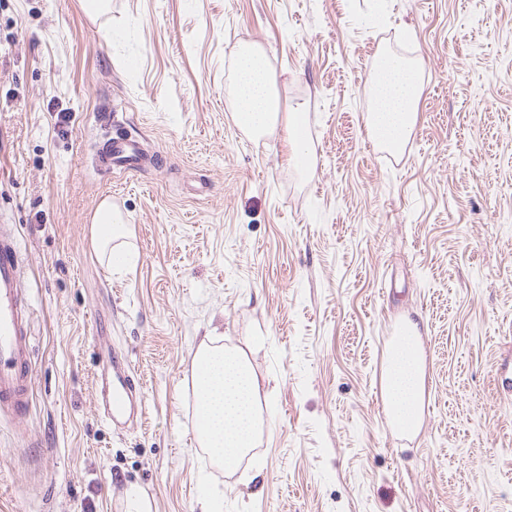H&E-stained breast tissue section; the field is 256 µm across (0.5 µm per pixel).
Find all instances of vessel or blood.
<instances>
[{"label":"vessel or blood","instance_id":"vessel-or-blood-1","mask_svg":"<svg viewBox=\"0 0 512 512\" xmlns=\"http://www.w3.org/2000/svg\"><path fill=\"white\" fill-rule=\"evenodd\" d=\"M145 155L132 137L111 138L98 155L104 169L137 171ZM21 264L11 225H0V414L15 416L26 412L30 397V347L28 339L29 304L21 288ZM112 375L116 387L102 385L104 408L112 420L119 422L134 414L140 384L125 371V357L112 355Z\"/></svg>","mask_w":512,"mask_h":512}]
</instances>
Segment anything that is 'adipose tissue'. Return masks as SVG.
Returning a JSON list of instances; mask_svg holds the SVG:
<instances>
[{"instance_id":"1","label":"adipose tissue","mask_w":512,"mask_h":512,"mask_svg":"<svg viewBox=\"0 0 512 512\" xmlns=\"http://www.w3.org/2000/svg\"><path fill=\"white\" fill-rule=\"evenodd\" d=\"M232 89L237 124L255 135L270 133L278 123L280 103L275 82L253 46L235 54ZM420 89L417 68L402 56L385 51L378 57L369 85L372 108L369 136L392 154L401 153L416 121ZM93 243L108 270L134 264L130 230L111 202L102 201L92 217ZM196 431L211 459L234 470L256 445L263 427L261 386L246 354L201 341L195 355ZM426 363L417 322L402 320L388 342L382 367V394L394 430L417 434L422 425Z\"/></svg>"}]
</instances>
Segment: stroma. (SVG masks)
<instances>
[{
	"label": "stroma",
	"mask_w": 512,
	"mask_h": 512,
	"mask_svg": "<svg viewBox=\"0 0 512 512\" xmlns=\"http://www.w3.org/2000/svg\"><path fill=\"white\" fill-rule=\"evenodd\" d=\"M265 54L283 132L228 100L234 53ZM418 61L402 155L370 140L383 49ZM159 165L105 173L100 113ZM111 198L138 260L109 275L92 217ZM0 224L31 305V404L0 416V512H512V0H0ZM418 321L419 433L391 431L381 369ZM242 348L268 394L233 474L194 442L193 357ZM141 422L100 406L111 350ZM288 119L286 125V134L288 144L292 148V159L299 165H303L304 172H308L313 162L309 154L310 149L307 145L305 126L295 117Z\"/></svg>",
	"instance_id": "obj_1"
}]
</instances>
